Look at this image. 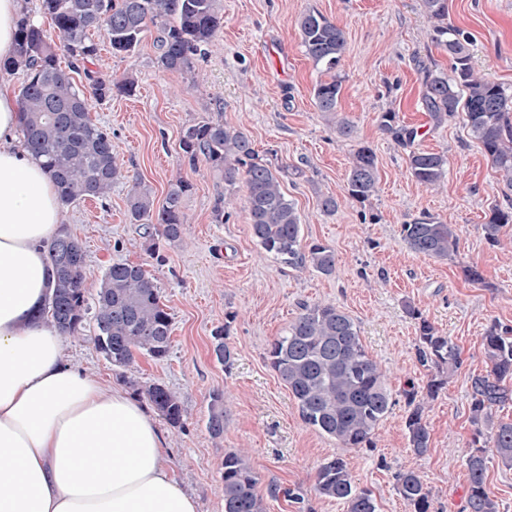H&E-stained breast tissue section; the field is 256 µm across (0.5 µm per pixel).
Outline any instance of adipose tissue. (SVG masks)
Returning a JSON list of instances; mask_svg holds the SVG:
<instances>
[{
	"instance_id": "obj_1",
	"label": "adipose tissue",
	"mask_w": 512,
	"mask_h": 512,
	"mask_svg": "<svg viewBox=\"0 0 512 512\" xmlns=\"http://www.w3.org/2000/svg\"><path fill=\"white\" fill-rule=\"evenodd\" d=\"M0 91V512H197L146 407L64 362L40 310L65 216Z\"/></svg>"
}]
</instances>
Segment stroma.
I'll list each match as a JSON object with an SVG mask.
<instances>
[{
	"instance_id": "stroma-1",
	"label": "stroma",
	"mask_w": 512,
	"mask_h": 512,
	"mask_svg": "<svg viewBox=\"0 0 512 512\" xmlns=\"http://www.w3.org/2000/svg\"><path fill=\"white\" fill-rule=\"evenodd\" d=\"M223 6L206 57L188 74L157 68L153 36L126 57L98 44L104 75L135 72L138 87L134 96L93 103L92 118L110 133L122 176L106 199L66 206V227L84 245L88 288L119 260L148 271L172 316L171 348L163 360L140 354L133 366L116 367L84 332L64 337V357L142 401L155 383L178 393L181 427L163 420L158 426L174 474L196 499L197 512H224V455L237 450L257 478L266 512H345L342 503L314 490L319 465L333 456L343 457L355 483L371 490L379 512H408L396 491L397 474L407 470L427 484L431 512H462L473 434L469 381L487 369L482 338L490 325L512 329V224L502 229L497 246L485 240L482 226L493 209L512 207V189L462 114L436 127L420 107L425 70L451 68L447 50L435 40V22L423 0H223ZM309 9L346 34L336 74L342 82L338 110L352 123L347 137L313 101V88L326 74L300 43L296 20ZM447 22L468 35L474 69L512 94V0H448ZM385 112L417 129L416 149L447 155L440 188L411 177L406 151L379 129ZM208 119L242 130L260 158L287 167L282 188L301 216L303 240L333 248L332 275L275 264L252 236L244 180L226 185L205 162L192 166L182 159L181 130ZM361 143L374 149L378 169V192L363 204L349 196L346 183ZM178 179L193 186L182 206L187 242L161 243L155 257L142 246L143 225L129 219L128 192L143 182L160 203ZM221 195L235 204L219 223L213 207ZM325 195L335 197V214L321 211ZM425 213L459 228L451 258L418 255L404 243L402 224ZM468 265L478 267L481 282L465 278ZM317 302L353 319L386 376L395 404L372 447L341 448L306 426L267 359L271 341L303 305ZM412 307L451 336L461 354L460 367L426 406L430 449L422 456L412 452L405 428L404 384H424L431 374L418 359ZM219 327L234 353L228 367L213 353ZM215 393L223 394L226 409L219 437L207 429Z\"/></svg>"
}]
</instances>
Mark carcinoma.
I'll list each match as a JSON object with an SVG mask.
<instances>
[{
  "label": "carcinoma",
  "instance_id": "1",
  "mask_svg": "<svg viewBox=\"0 0 512 512\" xmlns=\"http://www.w3.org/2000/svg\"><path fill=\"white\" fill-rule=\"evenodd\" d=\"M435 21L437 43L452 56V74L426 70L420 105L430 120L440 125L461 111L465 125L477 139L493 167L512 187V95L479 74L471 65L467 38L444 23L448 0H423ZM40 10L50 17L54 34L28 18L19 24L15 57L3 64L6 71L21 69L26 79L18 90L24 144L51 176L64 205L85 198L105 197L119 177L109 134L91 117L89 95L106 100L114 95H134L138 80L132 73L105 79L98 69L97 43L89 37L99 32L112 55L133 53L151 29H156L157 67L190 73L197 57L220 28L222 0H40ZM301 46L315 67L331 75L313 89L321 112L336 115V129L350 135L352 123L337 116L342 81L334 73L346 49L344 31L316 10L297 19ZM67 55L74 70H84L88 87L81 89L61 68L58 56ZM379 128L397 145L409 149L410 175L426 188L438 187L448 170L443 153L414 150L417 131L400 123L396 113L380 116ZM178 147L183 159L194 166L200 160L234 184L244 176L252 235L278 264L294 270L312 268L323 275L335 270V252L323 243H303L301 218L282 189L288 167L259 159L252 141L242 131L221 121L203 120L185 126ZM376 154L369 146L353 153L347 174L349 196L363 204L377 192ZM191 184L177 180L163 203L155 205L152 191L136 182L128 195L130 219L147 225V249L159 255L160 237L170 244L182 241V199ZM512 224V207L493 210L483 225L486 240L500 244L503 227ZM404 241L415 254L446 259L457 252L459 230L432 216L422 215L402 225ZM53 286L42 316L63 336L92 328L95 349L113 365L130 367L140 352L162 360L168 356L172 319L161 301L160 288L140 265L117 261L103 273L93 297H88L84 278L85 251L81 242L61 229L49 251ZM419 360L434 369L426 384L407 382L404 394L410 410L405 427L410 448L419 456L429 450L430 432L424 421L425 404L435 399L455 372L460 354L453 340L441 333L418 310ZM225 330L214 331L213 352L218 361L231 362L224 342ZM486 373L471 378L470 420L475 428L466 456L469 487L463 512H499V503L486 484L488 455L512 468V422H496L493 410L512 402V332L493 324L483 336ZM272 368L291 392L302 421L327 435L341 448L371 444L379 423L389 412L392 395L379 363L366 351L357 326L331 304L303 307L302 313L271 343ZM147 396L155 408L177 427L183 409L179 395L162 384H153ZM224 397L212 396L207 428L224 434ZM397 490L411 512H430L429 491L421 476L407 471L396 476ZM257 479L240 452L224 455L221 491L224 512H265L256 492ZM315 491L344 504L346 512H377L372 493L354 485L346 461L324 460L317 471Z\"/></svg>",
  "mask_w": 512,
  "mask_h": 512
}]
</instances>
